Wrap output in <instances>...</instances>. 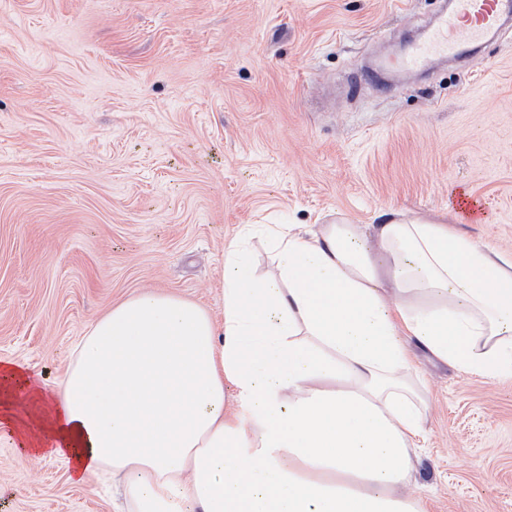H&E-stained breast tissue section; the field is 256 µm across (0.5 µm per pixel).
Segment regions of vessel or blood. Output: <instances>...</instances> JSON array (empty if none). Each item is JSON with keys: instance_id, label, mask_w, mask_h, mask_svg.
Instances as JSON below:
<instances>
[{"instance_id": "1", "label": "vessel or blood", "mask_w": 512, "mask_h": 512, "mask_svg": "<svg viewBox=\"0 0 512 512\" xmlns=\"http://www.w3.org/2000/svg\"><path fill=\"white\" fill-rule=\"evenodd\" d=\"M509 17L512 0H452L451 9L439 14L393 65L423 71L445 58L474 60L479 48Z\"/></svg>"}]
</instances>
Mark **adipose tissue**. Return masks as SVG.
Returning a JSON list of instances; mask_svg holds the SVG:
<instances>
[{"label":"adipose tissue","instance_id":"adipose-tissue-1","mask_svg":"<svg viewBox=\"0 0 512 512\" xmlns=\"http://www.w3.org/2000/svg\"><path fill=\"white\" fill-rule=\"evenodd\" d=\"M273 272L224 247L222 322L171 293L110 308L54 385L0 363V436L128 512H418L392 495L423 434L414 338L512 374V262L445 224H267ZM232 395H225V388Z\"/></svg>","mask_w":512,"mask_h":512}]
</instances>
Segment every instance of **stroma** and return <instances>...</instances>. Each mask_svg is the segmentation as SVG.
Instances as JSON below:
<instances>
[{
	"mask_svg": "<svg viewBox=\"0 0 512 512\" xmlns=\"http://www.w3.org/2000/svg\"><path fill=\"white\" fill-rule=\"evenodd\" d=\"M444 0H0V360L53 384L111 305L220 316L256 224L405 214L512 260V26L474 68L398 75ZM484 205L461 220L452 199ZM421 512H512V376L412 350ZM0 512H114L96 478L0 441Z\"/></svg>",
	"mask_w": 512,
	"mask_h": 512,
	"instance_id": "stroma-1",
	"label": "stroma"
}]
</instances>
